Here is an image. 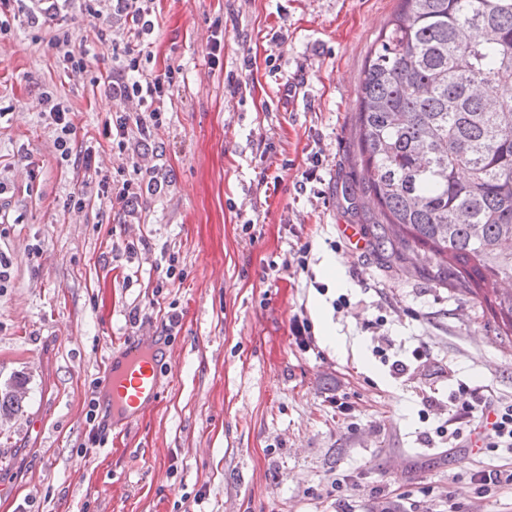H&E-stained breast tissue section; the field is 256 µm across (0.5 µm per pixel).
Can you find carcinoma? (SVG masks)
Wrapping results in <instances>:
<instances>
[{
  "label": "carcinoma",
  "mask_w": 512,
  "mask_h": 512,
  "mask_svg": "<svg viewBox=\"0 0 512 512\" xmlns=\"http://www.w3.org/2000/svg\"><path fill=\"white\" fill-rule=\"evenodd\" d=\"M355 123L384 243L449 270L512 338V0H399ZM26 394L0 391V418Z\"/></svg>",
  "instance_id": "carcinoma-1"
}]
</instances>
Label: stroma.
Wrapping results in <instances>:
<instances>
[{
	"label": "stroma",
	"instance_id": "stroma-1",
	"mask_svg": "<svg viewBox=\"0 0 512 512\" xmlns=\"http://www.w3.org/2000/svg\"><path fill=\"white\" fill-rule=\"evenodd\" d=\"M397 7L154 0L151 34L117 18L103 41L77 0H58L40 27L20 0H0V388L16 376L28 388L0 420V512H512V485L473 479L512 470V455L436 433L459 384L512 400V344L437 266L372 244L356 98ZM60 24L88 51L87 72L64 71L49 48ZM129 46L144 76L175 80L164 126L131 133L122 156L102 125L139 105L98 78ZM46 91L76 128L65 161ZM130 156L153 179L120 210L98 182ZM306 242L303 273L290 263ZM170 261L180 276L166 280ZM342 295L349 307L334 308ZM297 315L313 324L310 348L291 333ZM146 330L170 345L162 398L119 435L93 413L97 390L114 344ZM420 343L423 364L410 355Z\"/></svg>",
	"mask_w": 512,
	"mask_h": 512
}]
</instances>
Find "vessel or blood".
<instances>
[{"instance_id":"obj_1","label":"vessel or blood","mask_w":512,"mask_h":512,"mask_svg":"<svg viewBox=\"0 0 512 512\" xmlns=\"http://www.w3.org/2000/svg\"><path fill=\"white\" fill-rule=\"evenodd\" d=\"M108 406L112 425L119 430L139 421L160 399L158 346L154 339L138 338L114 346L108 360Z\"/></svg>"}]
</instances>
